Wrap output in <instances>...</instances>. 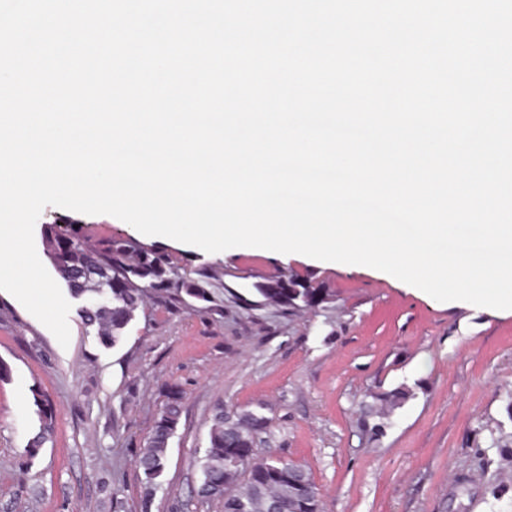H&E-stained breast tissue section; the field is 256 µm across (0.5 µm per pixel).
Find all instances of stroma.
I'll list each match as a JSON object with an SVG mask.
<instances>
[{
	"label": "stroma",
	"instance_id": "35a3bbf8",
	"mask_svg": "<svg viewBox=\"0 0 512 512\" xmlns=\"http://www.w3.org/2000/svg\"><path fill=\"white\" fill-rule=\"evenodd\" d=\"M91 239L133 234L109 215L49 206L34 230L42 263L49 225ZM166 276L209 301L145 297L121 341L103 346L72 300L68 347L0 290V512H222L200 499L216 408L268 419L258 458L302 465L322 512H512V312L440 302L382 271L238 247L219 253L165 237ZM320 294L310 308L270 301L255 285L282 274ZM183 394L167 467L146 494L136 467L170 388ZM406 400L372 435L363 405ZM56 411L35 457L34 391Z\"/></svg>",
	"mask_w": 512,
	"mask_h": 512
}]
</instances>
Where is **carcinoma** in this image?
Wrapping results in <instances>:
<instances>
[{
    "instance_id": "cac0c4a2",
    "label": "carcinoma",
    "mask_w": 512,
    "mask_h": 512,
    "mask_svg": "<svg viewBox=\"0 0 512 512\" xmlns=\"http://www.w3.org/2000/svg\"><path fill=\"white\" fill-rule=\"evenodd\" d=\"M46 245L54 267L65 281L89 261L114 277L132 280V287L119 296L109 298L107 305H97L79 312L84 324L96 327L97 335L107 345H115L120 341L124 329L134 318L135 311L147 290L153 287V283L165 281L163 260L153 255L147 246L132 236L91 241L75 231L60 236L50 228L46 230ZM255 292L272 301L286 297L291 304L297 300L305 301L308 289L290 288L285 295L279 288L257 285ZM405 398L406 394L402 391L383 393L378 396L376 403L368 406V413L382 419L399 407ZM33 399L39 428L28 442L27 453L32 457L47 442L53 431L54 420L53 409L44 399V395L35 391ZM182 400L180 390L172 388L168 391L161 414L148 435L144 448L137 455L136 465L148 488L156 485L165 472L170 434L179 424ZM249 436L246 411L237 410L233 419L226 421L224 408L217 409L213 415L203 457V486L221 487L237 481L247 473L249 465L232 464L224 459V444L246 440ZM275 501L279 502L278 512H306L295 502L288 487L253 482L242 484L237 494L223 499V512H268Z\"/></svg>"
}]
</instances>
